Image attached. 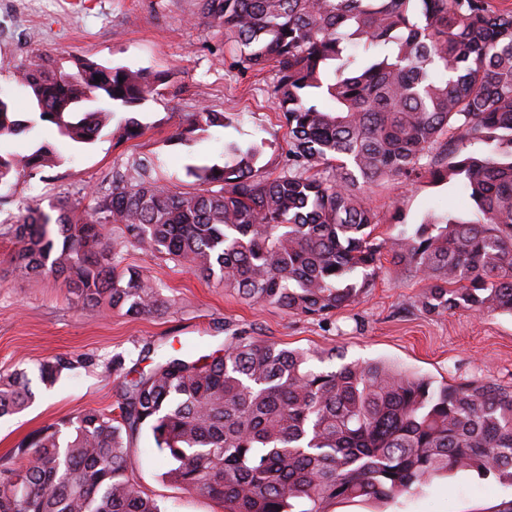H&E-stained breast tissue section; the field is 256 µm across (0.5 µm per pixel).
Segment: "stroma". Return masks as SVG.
I'll return each mask as SVG.
<instances>
[{
    "instance_id": "1",
    "label": "stroma",
    "mask_w": 512,
    "mask_h": 512,
    "mask_svg": "<svg viewBox=\"0 0 512 512\" xmlns=\"http://www.w3.org/2000/svg\"><path fill=\"white\" fill-rule=\"evenodd\" d=\"M198 0H0V92L28 112V92L15 84L17 67L36 56L55 59L66 73L90 59L161 75L148 100L134 113L143 125L138 138L118 142L107 135L87 145L61 137L55 126L0 141L2 149L46 142L54 159L33 174L0 186V373L27 369L34 402L0 418V460L14 458L18 444L60 419L93 408L115 407L120 380L112 357L133 365L144 345L159 352L181 349L193 356L220 355L225 336L239 332L282 347L335 352L325 369L341 362L389 361L451 384L490 379L512 387V316L458 310L430 314L420 298L425 283L383 256L375 284L351 307L325 319L292 315L250 304L181 263L135 248L124 263L156 283L170 308L132 318L108 305L91 307L67 292L62 279L20 268L15 227L27 208L50 210L62 199L93 207L112 188V176L149 158L171 187L193 189L186 168L223 164L224 146L265 141L259 163L277 170L286 151L285 129L274 107L273 69H243L215 24L199 19ZM224 113V126L197 132L189 143L174 142L187 116L200 108ZM380 220L377 236L392 243V216L421 223L428 215L454 210L471 214L469 198L445 185L392 179L364 189ZM74 364L53 385L38 378L37 364L56 356ZM129 470L142 490L166 512H224L215 500L193 495L166 480V463L148 435L137 437ZM512 501V486L487 483L469 472L438 478L396 502L339 503L334 512H498Z\"/></svg>"
}]
</instances>
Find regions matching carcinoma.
I'll list each match as a JSON object with an SVG mask.
<instances>
[{
    "instance_id": "obj_1",
    "label": "carcinoma",
    "mask_w": 512,
    "mask_h": 512,
    "mask_svg": "<svg viewBox=\"0 0 512 512\" xmlns=\"http://www.w3.org/2000/svg\"><path fill=\"white\" fill-rule=\"evenodd\" d=\"M245 69L276 71L273 98L287 128L285 165L257 166L265 142L224 152L230 164L187 168L197 188L175 191L140 159L89 210L59 200L53 217L17 225L16 260L62 276L82 303L130 317L170 305L122 265L135 246L187 265L242 299L322 318L358 302L376 280L383 243L361 184L390 178L458 184L474 203L412 227L391 247L426 288L429 313L512 315V4L506 0H199ZM100 81H95V77ZM36 119L0 96V137L37 122L76 144L143 127L118 112L154 84L142 70L82 59L63 73L49 58L18 70ZM327 98L326 110L318 99ZM103 100L110 109L82 107ZM224 125L190 114L178 138ZM481 148L466 150L467 145ZM47 145L0 152V183L52 161ZM116 228L117 237L103 234ZM259 343L234 333L211 359L170 353L125 368L115 411L53 423L0 468V512H162L129 473L133 438L147 432L165 477L224 503V512H331L341 502H387L433 479L474 472L512 485V388L491 380L438 383L378 361ZM72 363L38 366L53 382ZM28 374L0 375V417L34 399Z\"/></svg>"
}]
</instances>
